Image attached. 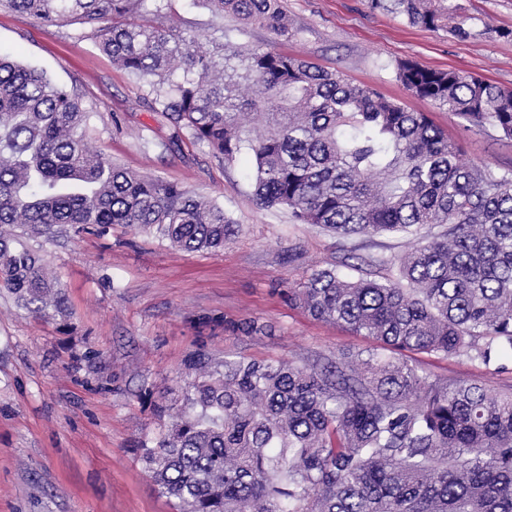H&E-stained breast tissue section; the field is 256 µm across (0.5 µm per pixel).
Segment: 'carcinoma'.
<instances>
[{"label": "carcinoma", "mask_w": 512, "mask_h": 512, "mask_svg": "<svg viewBox=\"0 0 512 512\" xmlns=\"http://www.w3.org/2000/svg\"><path fill=\"white\" fill-rule=\"evenodd\" d=\"M0 0L55 25L74 18L113 65L147 83L177 132L213 157L245 152L255 199L348 242L396 235L417 245L376 257L384 282L312 271L288 300L392 353L512 352V173L464 165L425 112L274 48L241 51L171 19L172 0ZM295 36L282 0H200ZM412 25L469 31L450 0H369ZM412 93L512 138V90L406 61ZM260 114L262 129L244 117ZM92 113L75 90L0 53V292L28 313L63 314L64 294L27 241L56 226L122 224L184 251L224 248L238 232L219 204L90 150ZM424 226L436 227L422 235ZM253 335V321L203 317ZM485 343L478 344L479 340ZM183 407L142 460L176 512H512V394L432 379L378 353L312 366L202 356Z\"/></svg>", "instance_id": "1"}]
</instances>
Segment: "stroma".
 <instances>
[{
	"label": "stroma",
	"mask_w": 512,
	"mask_h": 512,
	"mask_svg": "<svg viewBox=\"0 0 512 512\" xmlns=\"http://www.w3.org/2000/svg\"><path fill=\"white\" fill-rule=\"evenodd\" d=\"M298 34L281 50L355 84L370 85L412 112L429 113L465 164L512 170V141L465 122L408 91L398 62L455 69L512 89V0H452L469 30L411 26L368 0H282ZM75 24L49 26L0 9V48L73 88L94 116L85 140L112 162L212 200L239 226L217 251L186 252L154 234L113 226L67 232L45 243L63 288L64 315L37 318L0 294V512H175L141 461L182 404L188 360L202 353L313 365L374 341L292 306L288 289L336 265L382 281L375 255L403 254L408 241L376 237L341 248L335 235L254 197L248 155L230 162L174 128L146 83L115 67ZM149 134L142 146L141 134ZM255 320L268 333L196 332L199 316ZM421 374L512 392V356L483 363L472 353L416 354Z\"/></svg>",
	"instance_id": "stroma-1"
}]
</instances>
